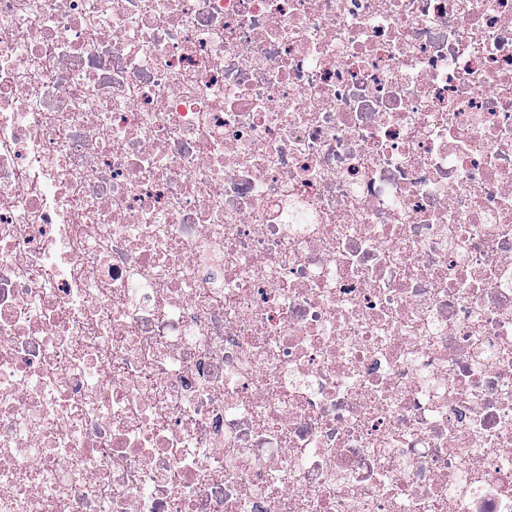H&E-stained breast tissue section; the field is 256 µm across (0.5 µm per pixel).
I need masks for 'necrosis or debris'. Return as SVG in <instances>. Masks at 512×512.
Masks as SVG:
<instances>
[{
  "mask_svg": "<svg viewBox=\"0 0 512 512\" xmlns=\"http://www.w3.org/2000/svg\"><path fill=\"white\" fill-rule=\"evenodd\" d=\"M0 512H512V0H0Z\"/></svg>",
  "mask_w": 512,
  "mask_h": 512,
  "instance_id": "1",
  "label": "necrosis or debris"
}]
</instances>
